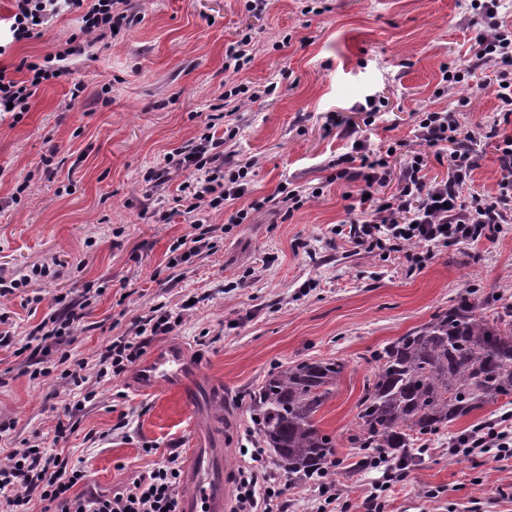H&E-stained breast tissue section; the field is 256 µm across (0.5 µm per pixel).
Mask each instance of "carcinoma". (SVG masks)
<instances>
[{
  "label": "carcinoma",
  "mask_w": 512,
  "mask_h": 512,
  "mask_svg": "<svg viewBox=\"0 0 512 512\" xmlns=\"http://www.w3.org/2000/svg\"><path fill=\"white\" fill-rule=\"evenodd\" d=\"M373 369L348 441L397 468L410 464L448 424L490 403L512 404V311L461 296L430 322L371 355ZM345 365L334 359L285 364L250 394L248 412L260 448L273 452L293 484L331 475L336 436L318 427Z\"/></svg>",
  "instance_id": "1"
}]
</instances>
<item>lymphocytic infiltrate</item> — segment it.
<instances>
[{
  "label": "lymphocytic infiltrate",
  "instance_id": "obj_1",
  "mask_svg": "<svg viewBox=\"0 0 512 512\" xmlns=\"http://www.w3.org/2000/svg\"><path fill=\"white\" fill-rule=\"evenodd\" d=\"M471 8L478 27L475 64L445 68L442 80L451 87L462 85L474 67L493 64L495 71L487 86L497 101V112L507 122L512 120V25L498 20V0H471ZM65 13L78 14L80 20L78 32L66 38L65 50L22 59L12 73L0 68V112L9 108L18 113L29 111L42 84L69 73L68 59L87 54L107 33L132 21L126 0H13L9 32L16 42L32 39ZM416 123L428 143H454L447 178L428 180V162L420 154L406 159L400 170H392L387 155L365 149L359 142L354 145L355 155L342 156L343 166L336 172L337 178H344L349 164L359 163L360 192L368 197L348 226H337V234L347 235L358 248L404 253L415 269L430 259V246L491 238L512 223L507 211L512 204V136L501 134L494 124L478 134L463 129L451 109L417 113ZM488 139L495 142L501 172L497 190L489 195L467 192L478 148ZM226 143V137L205 133L199 143L170 154L165 167L150 171L145 180L157 187L167 181L170 172L185 174L196 189L184 198L183 211L204 220L212 210L234 206L249 182L251 163L226 158ZM390 181L397 184L395 192L379 196V187ZM142 347V341L134 336L112 339L99 356L98 377L125 373L141 356ZM454 450L463 457L480 456L487 461L512 458V433L490 423L461 435ZM262 457L261 449H253L252 466L241 470L232 512H274L276 501L284 495V488L274 478L260 476ZM84 478L83 470L69 467L60 454L33 441L0 463V512H31L35 499L43 502V512H180L182 470L177 456H168L112 497L76 492Z\"/></svg>",
  "mask_w": 512,
  "mask_h": 512
}]
</instances>
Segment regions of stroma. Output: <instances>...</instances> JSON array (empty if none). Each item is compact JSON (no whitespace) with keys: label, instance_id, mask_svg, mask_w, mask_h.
Instances as JSON below:
<instances>
[{"label":"stroma","instance_id":"1","mask_svg":"<svg viewBox=\"0 0 512 512\" xmlns=\"http://www.w3.org/2000/svg\"><path fill=\"white\" fill-rule=\"evenodd\" d=\"M128 12L133 24L72 58L70 74L42 85L29 112L0 114V282L21 283L0 297V314L22 345L48 313L85 307L64 347L0 351V459L39 438L85 471L86 486L115 494L168 455H184L200 434L240 468L255 445L249 395L267 373L337 359L345 369L319 426L340 443L338 493L362 502L383 480L348 443L371 352L468 292L512 310V223L491 240L432 247L419 270L403 254L357 249L334 232L359 200L360 181L337 178L334 167L354 140L375 151L396 146L398 168L425 154L428 178H443L448 152L422 141L416 113L456 106L474 131L493 119L496 100L483 86L490 68L466 85L441 82L442 67L474 59L470 0H268L260 13L246 0H128ZM78 27L76 15L57 18L41 37L8 45L0 67L53 51ZM244 33L256 50L242 80L278 83L280 94L236 111L223 100L224 51ZM78 81L85 91L75 98ZM370 99L380 103L371 118L361 110ZM211 122L220 133L238 128L228 150L254 163L236 208L285 183L316 198L288 216L264 207L241 224L225 209L201 224L173 212L184 175L155 189L144 177ZM197 235L209 249L172 263L171 245ZM41 265L49 276L32 279ZM161 304L182 313L171 336L204 355V378L224 391L221 415L173 391L140 395L123 374L90 381L95 400L67 417L80 390L65 371L95 364L113 337L133 335ZM37 368L46 376L31 379ZM500 414L488 405L449 424L393 484L385 512H512V458L485 465L450 451ZM62 418L69 424L59 439Z\"/></svg>","mask_w":512,"mask_h":512}]
</instances>
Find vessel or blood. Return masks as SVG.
<instances>
[{"mask_svg":"<svg viewBox=\"0 0 512 512\" xmlns=\"http://www.w3.org/2000/svg\"><path fill=\"white\" fill-rule=\"evenodd\" d=\"M203 362L185 343L169 340L154 347L140 362L130 380L139 394L149 395L166 387L177 391L192 406L222 404L223 391L200 379ZM232 460L223 449L196 444L188 454L181 499L182 512H228Z\"/></svg>","mask_w":512,"mask_h":512,"instance_id":"1","label":"vessel or blood"}]
</instances>
